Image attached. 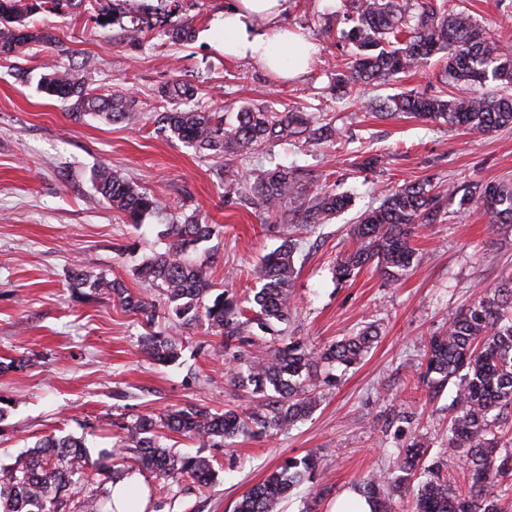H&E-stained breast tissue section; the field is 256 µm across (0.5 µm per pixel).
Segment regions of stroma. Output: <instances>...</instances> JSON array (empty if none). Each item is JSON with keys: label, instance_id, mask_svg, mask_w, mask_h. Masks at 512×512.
I'll return each mask as SVG.
<instances>
[{"label": "stroma", "instance_id": "35a3bbf8", "mask_svg": "<svg viewBox=\"0 0 512 512\" xmlns=\"http://www.w3.org/2000/svg\"><path fill=\"white\" fill-rule=\"evenodd\" d=\"M156 3L82 0L70 14L36 18V27L59 38L60 49L32 43L23 54L0 57V465L13 464L51 433L84 439L91 455L108 451L119 463L120 424L189 403L241 412L255 407L256 397L232 374L267 349L270 335L246 328L253 344L229 349L206 323L173 330L160 317L152 329L173 333L181 346L179 360L162 365L143 352L147 329L115 296L83 297L68 287V274L78 267L160 300L158 288L136 269L164 250L158 237L164 226L191 212L219 225V236L198 252L209 257L214 282L243 298L257 286L262 258L285 236L294 237L296 277L284 336L317 348L372 323L379 337L359 365L325 390L311 415L287 431L242 436L224 448L168 437L175 451L211 459L218 477L203 491L182 486L154 494L153 512H232L285 457L307 454L316 456L328 491L316 499L310 484H301L282 512H304L310 502L316 512H328L338 496L358 489L365 473L392 468L397 450L411 442L427 446V463L447 457L457 385L423 380L428 340L495 288L501 272L512 273V224L490 227L483 209H463L451 199L442 221L421 225L412 238L419 261L398 285H386L372 266L340 283L334 267L352 247L348 231L358 213L380 205L377 185L512 181V128L469 133L366 109L369 98L440 91L434 61L362 96L338 98L336 74L354 52L339 38L345 0H297L288 24L315 52L309 71L288 82L254 60L225 57L209 42L224 0H168L162 10ZM104 6L114 13L102 26L94 18ZM448 7L512 45V0H450ZM144 20L147 37L129 40L127 29ZM186 22L191 40L173 41V28ZM55 59L97 93L131 97L137 123L73 119L67 103L39 90L45 63ZM175 79L197 88L190 108L223 113L229 122L248 103L338 115L349 145H310L297 135L232 162L196 151L154 124L157 90ZM374 154L378 165L362 171ZM278 164L296 169L293 192L332 184L353 195V206L309 228L275 223L241 198L225 201L226 168L246 182ZM104 165L159 197L163 210L141 228L128 224L94 187L93 175Z\"/></svg>", "mask_w": 512, "mask_h": 512}]
</instances>
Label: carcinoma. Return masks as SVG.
I'll list each match as a JSON object with an SVG mask.
<instances>
[{"instance_id": "cac0c4a2", "label": "carcinoma", "mask_w": 512, "mask_h": 512, "mask_svg": "<svg viewBox=\"0 0 512 512\" xmlns=\"http://www.w3.org/2000/svg\"><path fill=\"white\" fill-rule=\"evenodd\" d=\"M81 0H0V54L19 55L31 42L57 47L58 40L46 29L29 27L26 20L38 13L60 14L75 9ZM347 17L349 30L342 38L355 48L346 70L337 74L339 89L361 90L362 85L384 84L418 68L425 59L439 55L445 85L467 84L474 93L438 95L404 93L375 102L380 109L413 118L440 121L472 133H488L512 126V49L462 12L448 10V0H352ZM50 97L71 103V115L104 117L113 122H132L136 113L120 92L97 95L82 78L61 64L50 66L40 84ZM165 99L189 100L194 88L174 81L159 90ZM158 129L172 134L197 151L226 158H247L262 146L303 134L312 144L335 142L339 128L333 120L288 109L271 112L245 106L235 121L224 122L218 112L183 110L157 115ZM294 172L284 166L258 170L250 184L252 204L272 215L288 201V213L303 224H323L347 210L353 197L328 185L310 196H288ZM95 187L133 227L162 208L159 199L107 168L95 173ZM458 188L435 190L429 183H410L381 190L382 203L359 214L352 226L354 249L336 264V279L349 281L368 265L376 266L388 284L397 283L412 267L416 253L411 238L421 224L441 219L443 195ZM461 201L490 216V224H512V187L476 185ZM215 235V225L193 213L165 225L164 251L142 262L141 278L160 288L165 296L164 314L174 326L206 321L224 345H243L244 327L255 324L274 334V325L291 315L290 288L295 274L294 247L286 239L267 255L255 272L260 288L247 305L239 304L227 289L211 279L209 259L195 256V247ZM70 288L83 293L113 294L122 306L151 327L158 306L129 291L121 282L92 276L79 268L69 274ZM378 339L370 324L323 348H309L299 341L275 346L252 361L246 372L233 378L252 387L261 401L251 412L213 411L189 404L181 409L145 415L120 425V448L132 452L131 467L145 469L159 485L189 481L211 485L216 471L211 460L184 456L162 441V430L193 440H205L213 448L229 445L253 428L260 432L285 431L308 416L318 393L337 380L336 369L357 365ZM144 350L157 362L178 360L175 340L159 332L143 336ZM440 381L458 380L453 401L455 415L448 426V447L456 449L467 466L470 484L461 493L450 491L448 481L430 470L429 478L411 489L409 512H501L499 496L490 492L498 476L512 468V456H501L502 436L496 423L512 414V278L502 277L493 293L459 310L441 335L429 340L425 376ZM427 448L421 442L398 449L394 469L383 475L372 472L360 479L373 512H392L384 489L410 485ZM316 457L289 458L263 482L252 487L235 504L234 512H281L288 493L315 479ZM112 453L92 458L82 440L47 435L39 439L26 458L0 468V512H65L76 501V512H104L110 493L82 494L84 487L112 478Z\"/></svg>"}]
</instances>
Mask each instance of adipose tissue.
<instances>
[{
	"mask_svg": "<svg viewBox=\"0 0 512 512\" xmlns=\"http://www.w3.org/2000/svg\"><path fill=\"white\" fill-rule=\"evenodd\" d=\"M295 0H226L216 21L230 58H251L280 80L306 74L312 52L307 39L284 24Z\"/></svg>",
	"mask_w": 512,
	"mask_h": 512,
	"instance_id": "ef3b65f1",
	"label": "adipose tissue"
}]
</instances>
